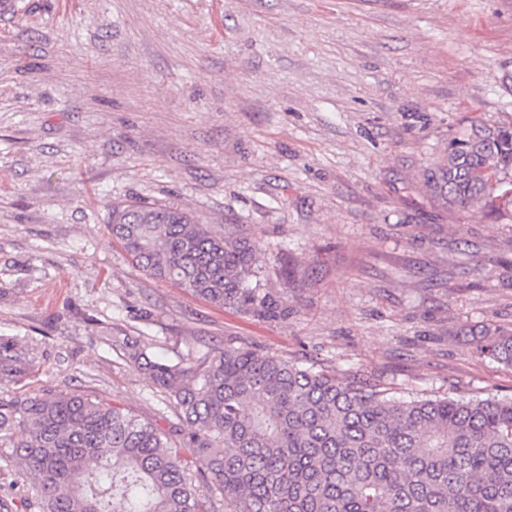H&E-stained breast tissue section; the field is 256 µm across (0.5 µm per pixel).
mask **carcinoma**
I'll list each match as a JSON object with an SVG mask.
<instances>
[{"instance_id": "carcinoma-1", "label": "carcinoma", "mask_w": 512, "mask_h": 512, "mask_svg": "<svg viewBox=\"0 0 512 512\" xmlns=\"http://www.w3.org/2000/svg\"><path fill=\"white\" fill-rule=\"evenodd\" d=\"M444 208L512 212V123L470 121L423 170ZM112 241L146 277L219 307L288 316L266 250L236 224L214 234L185 210L112 206ZM476 353L512 366V328L488 323ZM105 340L175 408L166 432L92 394L0 398V456L18 491L0 512H512V397L403 400L234 338L173 363L152 343ZM29 352L0 336V389L24 382Z\"/></svg>"}]
</instances>
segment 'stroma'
I'll list each match as a JSON object with an SVG mask.
<instances>
[{
  "label": "stroma",
  "mask_w": 512,
  "mask_h": 512,
  "mask_svg": "<svg viewBox=\"0 0 512 512\" xmlns=\"http://www.w3.org/2000/svg\"><path fill=\"white\" fill-rule=\"evenodd\" d=\"M512 122V0H15L0 14V334L25 391L168 429L98 336L178 361L227 338L399 398L512 396L469 329L512 327V221L417 176L470 119ZM136 198L236 224L297 285L277 320L146 278L110 243ZM29 352L14 336H0V389L24 382L29 373Z\"/></svg>",
  "instance_id": "stroma-1"
}]
</instances>
